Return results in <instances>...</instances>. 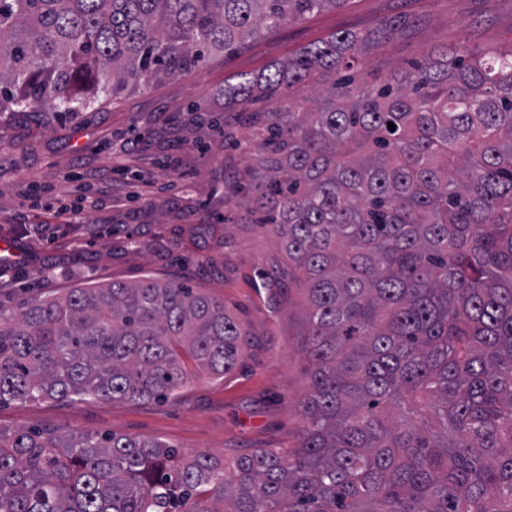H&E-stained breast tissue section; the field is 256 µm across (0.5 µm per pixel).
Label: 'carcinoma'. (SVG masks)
I'll return each mask as SVG.
<instances>
[{
  "instance_id": "carcinoma-1",
  "label": "carcinoma",
  "mask_w": 512,
  "mask_h": 512,
  "mask_svg": "<svg viewBox=\"0 0 512 512\" xmlns=\"http://www.w3.org/2000/svg\"><path fill=\"white\" fill-rule=\"evenodd\" d=\"M348 0H0V112H81ZM342 31L224 86L260 152L243 200L307 311L297 447L224 462L160 438L0 428V512H512V44L333 82ZM394 124L395 130L388 129ZM247 332L182 281L0 308V407L144 404L226 378Z\"/></svg>"
}]
</instances>
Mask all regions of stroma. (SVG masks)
Wrapping results in <instances>:
<instances>
[{"mask_svg": "<svg viewBox=\"0 0 512 512\" xmlns=\"http://www.w3.org/2000/svg\"><path fill=\"white\" fill-rule=\"evenodd\" d=\"M394 19L401 28L359 57L356 78L385 80L459 41L472 48L512 42V0H349L83 112L0 113V246L18 252L0 277L1 308L17 312L43 293L90 280L133 283L149 273L223 299L250 335L232 375L202 376L175 399L13 404L0 408L1 428L116 431L220 459L296 447V406L309 372L304 301L297 289L260 277L286 261L277 239L259 225L224 221L247 166L236 143L249 130L219 102L231 76ZM78 168L92 175L97 205L70 225L59 208L77 201L69 175Z\"/></svg>", "mask_w": 512, "mask_h": 512, "instance_id": "stroma-1", "label": "stroma"}]
</instances>
